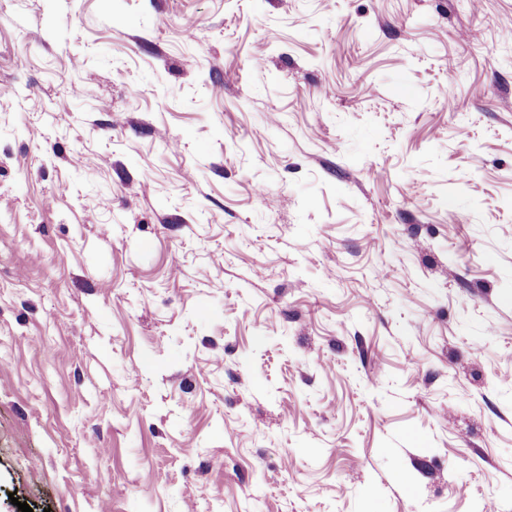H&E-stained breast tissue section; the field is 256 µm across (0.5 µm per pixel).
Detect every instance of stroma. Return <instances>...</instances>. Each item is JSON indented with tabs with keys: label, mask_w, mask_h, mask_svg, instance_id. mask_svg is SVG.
<instances>
[{
	"label": "stroma",
	"mask_w": 512,
	"mask_h": 512,
	"mask_svg": "<svg viewBox=\"0 0 512 512\" xmlns=\"http://www.w3.org/2000/svg\"><path fill=\"white\" fill-rule=\"evenodd\" d=\"M512 0H0V512H512Z\"/></svg>",
	"instance_id": "stroma-1"
}]
</instances>
